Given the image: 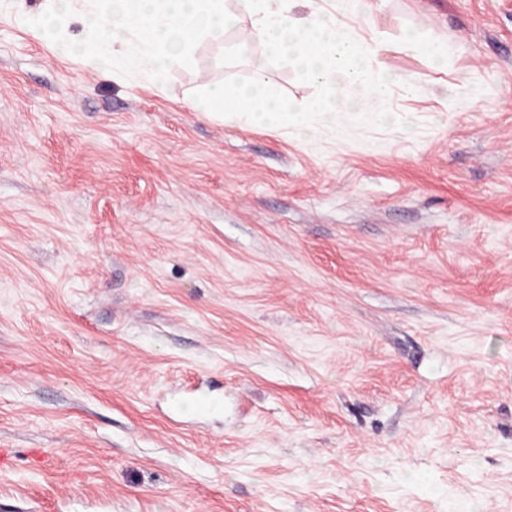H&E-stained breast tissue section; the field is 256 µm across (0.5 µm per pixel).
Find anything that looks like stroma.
<instances>
[{"label":"stroma","mask_w":512,"mask_h":512,"mask_svg":"<svg viewBox=\"0 0 512 512\" xmlns=\"http://www.w3.org/2000/svg\"><path fill=\"white\" fill-rule=\"evenodd\" d=\"M43 4L0 0V512H512V0H296L416 85L304 132L196 111L241 29L161 84Z\"/></svg>","instance_id":"35a3bbf8"}]
</instances>
